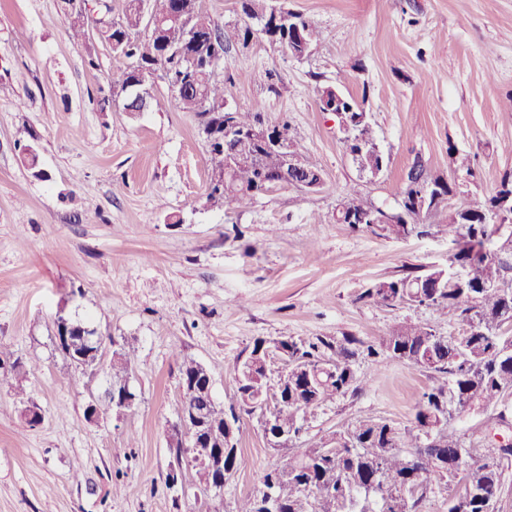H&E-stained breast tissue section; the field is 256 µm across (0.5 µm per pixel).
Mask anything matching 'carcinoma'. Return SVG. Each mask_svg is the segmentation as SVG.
<instances>
[{"instance_id": "1", "label": "carcinoma", "mask_w": 512, "mask_h": 512, "mask_svg": "<svg viewBox=\"0 0 512 512\" xmlns=\"http://www.w3.org/2000/svg\"><path fill=\"white\" fill-rule=\"evenodd\" d=\"M121 14L112 18V27L98 30L99 40L129 65L112 72L116 104L127 86L138 81L139 70H162L165 76L181 79V55H204L212 46L226 51L233 45L247 44L250 24L219 27L199 9L195 24L215 30L214 43L193 44L187 31L167 22L174 12L184 8L183 0H151V12L163 24L146 30L145 18L136 0H120ZM243 14L272 22L274 7L269 0H244ZM230 92L224 81L201 66L190 73L178 102L186 112L197 114L198 127L216 126L218 136L207 146L211 173L224 172V104ZM272 133L290 144L307 168H318L294 142L288 123L271 127ZM358 171L367 175L371 168L386 164L384 154L354 137L345 144ZM281 165L280 155L272 149L252 148L245 161L224 179L222 187H213L209 199L220 206H242L257 195L261 174L272 173ZM443 176L432 173L424 162L416 160L406 175L403 196L412 198V186L419 182H438ZM512 193V171L504 173L495 193L483 205L473 204L456 184L446 182L438 198L417 211L406 207L407 224H378L373 233L402 238L414 232L431 213L448 209V237L458 245L448 258V267L432 268L419 274L379 280L358 294L357 300L379 306L407 303L436 310H452L460 330L454 336H438L430 328L404 323L382 338L379 348L362 347L355 338L345 337L333 343L323 338L301 340L291 336L279 339L288 350V364L300 362L301 370L288 387L272 393L271 408L277 427L296 439L304 422L326 400L361 390V379L354 369L358 355L379 356L407 365L423 367L444 377L442 383L427 388L415 408L413 426L401 430L394 425L363 418L336 432L326 443H313L280 465L268 469L262 487L243 500L236 512H263L259 504L272 491L281 503L280 512H423L436 489L462 476L464 486L457 495H448V512H457L458 501L467 500L468 512H497L499 496H488L487 488L501 490L502 461L512 457V443L497 448H467L450 426L459 414L495 407L512 394V336L503 327L512 325V247L496 250L491 245L494 225L485 223L486 215L499 207L505 194ZM338 221L355 229L364 226L349 216L368 215L376 205L350 191L341 200ZM71 345L61 348L70 364L76 355L93 349L103 337L80 321L71 320ZM265 340H255L247 359L235 369L237 399L246 413L253 410V386L249 373L263 374L262 367H248ZM135 349L122 351L121 359L109 366V388L103 405L112 409V391L128 386ZM187 414L200 413L219 426L224 424V407L209 392L191 395L182 402ZM247 459L237 448L235 436L224 433V480L245 469Z\"/></svg>"}]
</instances>
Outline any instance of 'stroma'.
Instances as JSON below:
<instances>
[{
  "label": "stroma",
  "mask_w": 512,
  "mask_h": 512,
  "mask_svg": "<svg viewBox=\"0 0 512 512\" xmlns=\"http://www.w3.org/2000/svg\"><path fill=\"white\" fill-rule=\"evenodd\" d=\"M270 2L309 18L318 41L297 58L253 39L225 52L218 75L241 110L288 122L324 184L226 208L207 201L198 119L163 72L149 81L147 111L111 105L110 78L127 61L96 36L103 0H87L82 40L60 0H0V363L29 367L19 389L0 391V512H235L267 469L357 417L410 427L434 383L430 370L358 356L362 389L323 402L284 449L267 443L256 416L240 414L249 466L220 497L202 493L174 448L182 360L209 370L213 397L228 408L234 367L255 339L352 336L375 346L405 321L454 332L455 314L357 299L369 282L447 266V212L424 234L387 239L337 223L348 190L397 208L419 157L480 204L512 170V0ZM336 87L366 99L387 159L377 179L359 174L335 116L321 109ZM458 153L474 157V177L457 168ZM61 316L94 329L107 352L134 345L137 402L125 415L88 420L108 377L69 364L55 339ZM28 405L40 409L39 425L24 422ZM451 425L476 448L510 441L512 397ZM174 471L182 481L173 487Z\"/></svg>",
  "instance_id": "35a3bbf8"
}]
</instances>
